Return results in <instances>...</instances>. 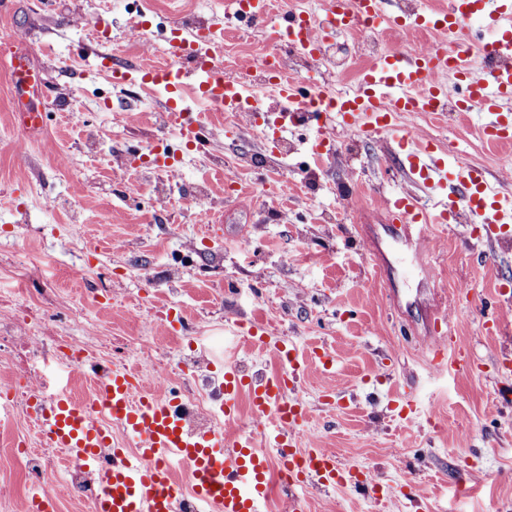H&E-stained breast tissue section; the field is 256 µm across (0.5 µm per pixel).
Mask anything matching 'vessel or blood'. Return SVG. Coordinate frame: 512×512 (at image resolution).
<instances>
[{"label":"vessel or blood","mask_w":512,"mask_h":512,"mask_svg":"<svg viewBox=\"0 0 512 512\" xmlns=\"http://www.w3.org/2000/svg\"><path fill=\"white\" fill-rule=\"evenodd\" d=\"M391 3L322 0L321 16L286 12L282 30L290 38V50L312 56L325 34L352 29L362 18L381 29L430 27L443 36L441 46L381 54L359 74L350 91L316 85L307 92L298 79L281 69L268 73L266 80L278 99L318 98L314 109L289 113L288 118L318 127L312 149L320 155L333 154L335 141L328 130L336 123L359 126L365 133H386L406 148L409 171L429 187L434 204L424 207L404 192L384 198L383 208L389 223L398 227V242L421 254L432 228L453 223L461 211L472 224L490 228L512 224V196L502 193L465 156L446 163L440 150L420 143L415 131L398 121L408 112H444L453 103L462 112L479 109L485 117L479 127L484 139L512 142V0H452L444 11L424 2L407 22L391 11ZM461 37L487 47L489 57L461 54L457 48ZM144 74L168 91L182 85L195 90L193 101H180L174 114L180 139L189 143L202 138L195 112L198 104L218 103L243 112L261 109L251 89L225 79L215 48L206 44L174 68H148ZM444 75L456 80V95H449L441 83ZM12 81L34 100L45 93L46 82L40 74L16 71ZM452 175L457 178L453 186L448 183ZM246 339L251 347L285 358L287 365L278 374L248 380L239 376L235 366H225L220 391L225 424L237 421L238 394L244 387L249 390L254 419L263 424L261 431L243 430L232 437L218 428L194 427L190 410L174 394L157 395L144 389L128 368L104 371L90 361L67 366V375L92 381L94 403L77 405L66 393L51 397L36 424L54 447L67 449L71 459L94 468L99 485L94 512H180L183 487L171 477L176 465L190 474L193 495L209 512H262L270 498L269 475L275 467L288 470L294 488L311 480L325 486L346 482L335 453L319 448L305 453L296 450V434L306 411L300 403L287 400L286 394L303 373L304 362L294 357L291 344L270 342L257 327L247 329ZM112 419L123 428L124 446L112 443L108 428ZM259 436L266 440V448L257 447Z\"/></svg>","instance_id":"b4317fda"}]
</instances>
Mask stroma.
<instances>
[{
  "mask_svg": "<svg viewBox=\"0 0 512 512\" xmlns=\"http://www.w3.org/2000/svg\"><path fill=\"white\" fill-rule=\"evenodd\" d=\"M144 38L127 40L132 15L114 0H13L0 15V136L22 135L13 121L12 56L40 70L49 90L42 132L25 154L0 143V314L21 287L45 289L47 318L34 336H73L122 362L130 347H146L153 362H199L217 378L225 360L243 373L281 371L282 360L227 344L236 324L263 325L271 340L287 339L307 354L328 348L336 368H308L288 391L307 411L300 451L310 438L335 452L342 467L380 485L364 495L351 483L309 482L304 512H512V372L500 363L512 351V306L497 299L512 281V246L482 242V226L449 225L435 264L447 293L455 341L469 360L461 372H440L423 311L431 289L419 287V267L392 249L384 196L408 192L428 204L430 192L410 174L392 140L367 141L357 128H336L335 149L319 184L302 183L311 162L309 132L296 125L283 137L293 146L273 179L270 108L253 119L226 112L200 117L207 150L183 146L158 104L137 121L109 112L71 119L78 100L108 102L113 89L100 64L103 44L122 49L119 62L158 61L163 29L175 28L193 0H152ZM229 76L255 73L262 55L279 46L267 27L224 30ZM335 62L289 59L293 77L338 90L354 88L371 58L352 37L336 38ZM482 116L471 112L406 115L407 126L447 155L461 154L512 195L498 157L511 150L482 140ZM166 143L177 159L184 195L160 222L153 188L159 174L148 146ZM208 199L191 200L200 175ZM109 224L112 235L95 231ZM378 237L387 264L375 272L365 241ZM250 241L242 249V241ZM84 276H74V269ZM466 281L476 295L453 294ZM497 318L506 334L488 325ZM15 423L0 416V485L12 489L11 512H24L30 494L8 450Z\"/></svg>",
  "mask_w": 512,
  "mask_h": 512,
  "instance_id": "1",
  "label": "stroma"
}]
</instances>
